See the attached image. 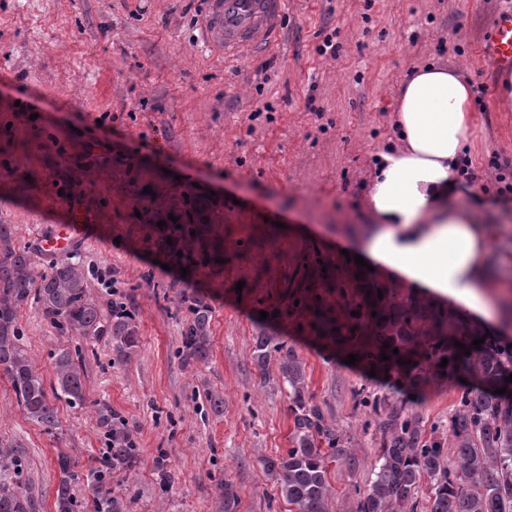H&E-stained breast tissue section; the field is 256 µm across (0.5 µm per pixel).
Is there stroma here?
<instances>
[{"instance_id": "stroma-1", "label": "stroma", "mask_w": 512, "mask_h": 512, "mask_svg": "<svg viewBox=\"0 0 512 512\" xmlns=\"http://www.w3.org/2000/svg\"><path fill=\"white\" fill-rule=\"evenodd\" d=\"M511 8L512 0H287L275 46L228 62L202 32L207 0H0V224L13 225L36 275L76 262L103 307L123 297L140 336L133 359L116 366L106 339L59 333L37 308L20 309L25 348L45 381L62 346L79 349L87 375V404L54 400L49 434L26 418L0 371V439L26 459L38 512H55L58 454L79 472L96 466L104 405L140 448L135 479L112 478L126 512H224L225 481L238 495L235 512H295L264 468L290 448L295 415L276 363L262 369L253 359L262 333L297 352L310 408L344 440L348 459L327 463L329 512H355L370 486L381 435L362 396L403 407L425 438L447 439L468 390L460 373H439L411 396L408 369L368 356L352 310L379 290L413 312L422 336L453 325L508 348L512 329L500 334L392 273L360 272V201L374 153L394 136L402 81L435 62L480 95L470 159L485 185L460 201L482 215L499 204L492 162L512 161V110L499 103L501 72L482 48ZM330 34L338 52L320 54ZM77 215L69 250L39 248L50 225ZM189 222L208 260L178 256L172 241ZM188 295L212 309L210 358L191 366L176 354ZM208 390L223 393V414L211 411Z\"/></svg>"}]
</instances>
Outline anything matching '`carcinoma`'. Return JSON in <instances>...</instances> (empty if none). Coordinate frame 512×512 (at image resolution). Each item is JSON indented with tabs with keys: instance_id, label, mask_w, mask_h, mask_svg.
Masks as SVG:
<instances>
[{
	"instance_id": "obj_1",
	"label": "carcinoma",
	"mask_w": 512,
	"mask_h": 512,
	"mask_svg": "<svg viewBox=\"0 0 512 512\" xmlns=\"http://www.w3.org/2000/svg\"><path fill=\"white\" fill-rule=\"evenodd\" d=\"M13 225L0 224V368L11 380L18 403L28 420L50 432L57 425L55 408L48 402L43 377L22 346L23 334L18 311L34 303L42 316L62 334L107 338L115 364L131 361L139 348V330L133 313L124 302L112 301V313L105 316L91 296L84 270L76 263L56 266L36 280L31 256L14 246ZM191 317L184 323L179 352L187 365L208 361L211 352V307L201 298H191ZM367 315L372 328L370 355L390 360L418 351L424 360L443 358L457 361L471 376L485 385L462 397L451 417L448 432L456 448V471L444 463V442L423 440L418 422L403 410L387 409L378 397L362 403L381 416L382 445L375 459L373 478L360 497L355 512H414L412 499L423 481L430 482V512H512V400L507 401L492 388L505 384L512 374V352L483 344H470L473 335L466 331L448 332L450 338L421 340L410 329V313L396 311L386 300H376ZM468 344L470 355L455 347ZM399 353H393V349ZM277 356L288 398L294 408L292 448L282 457L268 458L264 466L276 487L296 512H328L330 494L327 460L347 459L336 429L325 424L308 408L304 364L293 348L277 336L256 338L254 360L265 368ZM56 379L52 392L73 406L88 402L83 363L69 348L53 353ZM98 425L104 429L107 451L102 466L86 476L94 495L96 512H124V502L110 486L112 471L127 478L138 472L139 450L127 424L112 409H98ZM331 453H325L321 444ZM60 480L56 492V512H80L81 502L72 493L78 475L69 458L57 459ZM0 512H35L28 489L26 465L14 443L0 440Z\"/></svg>"
}]
</instances>
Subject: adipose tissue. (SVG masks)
Segmentation results:
<instances>
[{
    "label": "adipose tissue",
    "mask_w": 512,
    "mask_h": 512,
    "mask_svg": "<svg viewBox=\"0 0 512 512\" xmlns=\"http://www.w3.org/2000/svg\"><path fill=\"white\" fill-rule=\"evenodd\" d=\"M393 124L394 140L375 154L359 247L402 284L493 318L492 296L505 285L489 269L494 230L455 201L466 190L468 83L439 64L416 68L400 86Z\"/></svg>",
    "instance_id": "obj_1"
}]
</instances>
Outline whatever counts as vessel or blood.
I'll list each match as a JSON object with an SVG mask.
<instances>
[{
	"label": "vessel or blood",
	"instance_id": "obj_1",
	"mask_svg": "<svg viewBox=\"0 0 512 512\" xmlns=\"http://www.w3.org/2000/svg\"><path fill=\"white\" fill-rule=\"evenodd\" d=\"M285 0H209L205 20L210 43L225 59H240L267 50L283 23ZM484 53L495 66L512 64V11L498 14ZM76 225L56 224L42 237L48 252L66 250L75 240Z\"/></svg>",
	"mask_w": 512,
	"mask_h": 512
}]
</instances>
